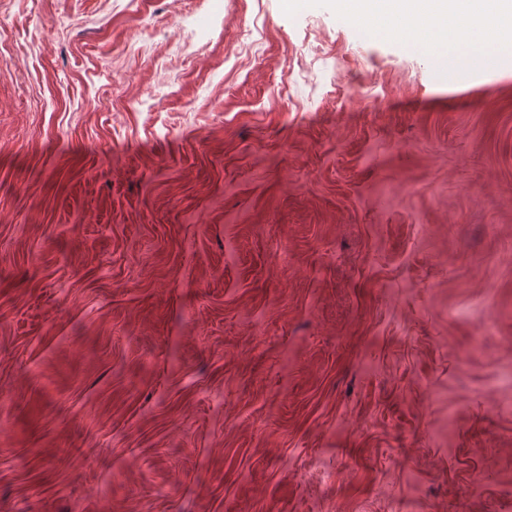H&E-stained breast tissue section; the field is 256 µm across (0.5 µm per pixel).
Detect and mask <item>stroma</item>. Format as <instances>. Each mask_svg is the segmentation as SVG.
Returning <instances> with one entry per match:
<instances>
[{
    "label": "stroma",
    "mask_w": 512,
    "mask_h": 512,
    "mask_svg": "<svg viewBox=\"0 0 512 512\" xmlns=\"http://www.w3.org/2000/svg\"><path fill=\"white\" fill-rule=\"evenodd\" d=\"M0 512H512V65L0 0Z\"/></svg>",
    "instance_id": "obj_1"
}]
</instances>
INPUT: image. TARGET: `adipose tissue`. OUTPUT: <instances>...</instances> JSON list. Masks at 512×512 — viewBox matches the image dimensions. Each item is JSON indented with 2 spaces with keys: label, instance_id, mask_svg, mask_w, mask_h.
Returning <instances> with one entry per match:
<instances>
[{
  "label": "adipose tissue",
  "instance_id": "1",
  "mask_svg": "<svg viewBox=\"0 0 512 512\" xmlns=\"http://www.w3.org/2000/svg\"><path fill=\"white\" fill-rule=\"evenodd\" d=\"M342 11H358L363 28L381 33L409 54L433 57L440 66L455 62L474 68L476 61L512 62V32L498 25L500 0H448L446 10L426 9L418 24L403 0H340ZM447 51H440V43Z\"/></svg>",
  "mask_w": 512,
  "mask_h": 512
}]
</instances>
